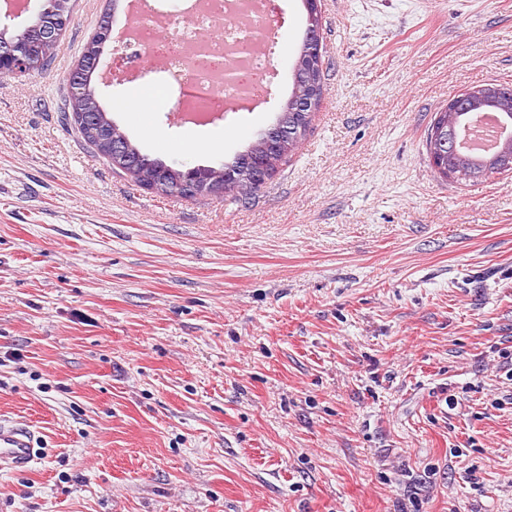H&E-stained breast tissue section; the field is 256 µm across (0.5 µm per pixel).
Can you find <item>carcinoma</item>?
Here are the masks:
<instances>
[{"label": "carcinoma", "mask_w": 512, "mask_h": 512, "mask_svg": "<svg viewBox=\"0 0 512 512\" xmlns=\"http://www.w3.org/2000/svg\"><path fill=\"white\" fill-rule=\"evenodd\" d=\"M115 20L113 10L101 13L97 29L83 46L80 66L71 69L65 84L74 91L67 95L64 114L78 132L84 144L103 159L113 172L129 177L134 186L142 188L148 181L159 186V197L180 196L191 200H222L230 197L248 201L265 185L252 181L259 173L271 179L279 166L298 150L304 141L315 112H279L278 131L263 133L234 161L219 167L198 166L194 170L175 168L159 158L144 154L129 139L125 131L109 116L100 104L92 79L102 56V45ZM35 29L25 38L24 51L29 59L41 63L39 73L54 59L59 46V36L51 29L40 30L41 19L34 22ZM303 63L292 70V90L288 100L300 99L307 94L314 81L324 83V72L315 68L308 48H300ZM475 111L470 102V89H465L451 99V106L435 113L425 140L426 154L432 169L439 177L464 184H478L494 179L512 170L494 162V156H464L456 149L457 127L461 119Z\"/></svg>", "instance_id": "cac0c4a2"}]
</instances>
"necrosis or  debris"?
Returning a JSON list of instances; mask_svg holds the SVG:
<instances>
[{
    "mask_svg": "<svg viewBox=\"0 0 512 512\" xmlns=\"http://www.w3.org/2000/svg\"><path fill=\"white\" fill-rule=\"evenodd\" d=\"M272 0H196L191 15L194 25H224L218 39H197L192 28L177 35L174 52L155 48L159 40L157 16L144 15L125 39L121 61L123 70L138 71L146 53H153L158 68L173 77L188 81L193 96L191 109L209 114L245 111L262 98L263 82L269 71L268 41L261 30L252 28L248 16L263 18L270 12ZM242 74V81L228 83L225 70Z\"/></svg>",
    "mask_w": 512,
    "mask_h": 512,
    "instance_id": "obj_1",
    "label": "necrosis or debris"
}]
</instances>
